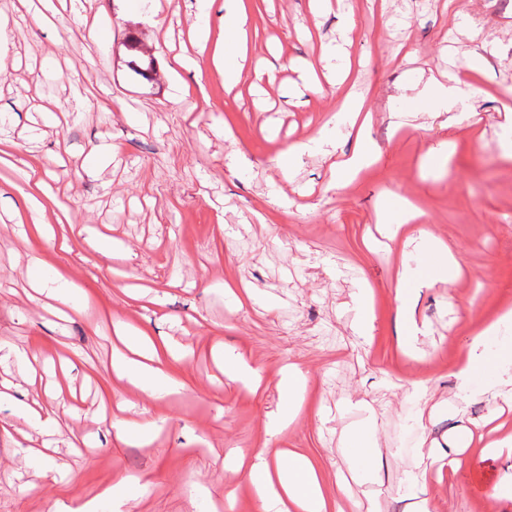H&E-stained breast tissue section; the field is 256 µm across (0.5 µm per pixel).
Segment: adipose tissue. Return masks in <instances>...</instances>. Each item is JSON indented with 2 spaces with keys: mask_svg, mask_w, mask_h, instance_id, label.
I'll use <instances>...</instances> for the list:
<instances>
[{
  "mask_svg": "<svg viewBox=\"0 0 512 512\" xmlns=\"http://www.w3.org/2000/svg\"><path fill=\"white\" fill-rule=\"evenodd\" d=\"M221 8L224 41L216 45L212 63L224 70L225 88H233L240 80L246 63L247 30L250 16L244 0H197L195 32L200 41H207L209 19L214 8ZM477 91L472 83L453 76L448 81L431 80L420 107L427 112L457 110L458 121L467 120L474 107ZM419 256L418 264L402 260L398 270L397 295L401 302L400 316L404 322L399 344L414 348L423 329L419 327L411 306L412 296L407 285L426 286L435 282L452 283L459 270L448 259L447 248L430 236L420 233L413 240ZM32 282L38 294L52 298L71 310L86 308L76 288L55 274L44 272L40 257L32 259ZM512 328V309L501 310L492 320L471 333L467 353L460 360L455 377L459 399H466L476 372L492 367L495 379L489 392L503 401L512 402V358L488 360L484 354L487 337ZM122 346L112 353V369L141 396L154 399L177 391L178 384L168 369L166 354L160 353L152 339L141 330L122 329ZM277 389L282 407L267 423L270 437H277L294 419L301 408L307 388V377L294 365L284 366L278 375ZM228 470L246 474L255 512H344L342 500L329 499L323 489V477L318 466L300 452L287 453L271 446H263L250 464L230 460Z\"/></svg>",
  "mask_w": 512,
  "mask_h": 512,
  "instance_id": "ef3b65f1",
  "label": "adipose tissue"
}]
</instances>
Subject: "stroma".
Returning a JSON list of instances; mask_svg holds the SVG:
<instances>
[{
  "label": "stroma",
  "mask_w": 512,
  "mask_h": 512,
  "mask_svg": "<svg viewBox=\"0 0 512 512\" xmlns=\"http://www.w3.org/2000/svg\"><path fill=\"white\" fill-rule=\"evenodd\" d=\"M80 2L79 15L62 10L36 34H15L0 62L8 118L0 136L15 159L48 167L53 193L37 223L19 230L25 183L19 168L0 163V339L25 347L33 366L24 375L0 365L11 395L0 419L14 400L51 399L62 411L53 437L18 418L14 439H0V512H49L125 480L132 512H211L231 490L232 512H254L225 456L262 448L280 405L278 373L290 362L307 374L308 389L277 445L311 457L328 496L345 476L347 512L373 502L380 512H411L406 477L422 465V437L444 455L495 416L512 434V410L482 392L491 369L477 373L463 403L453 376L472 330L512 307V162L499 154L512 122L495 96L512 84V0H343L317 14L309 0H245L250 65L230 91L223 72L210 67L198 77L174 62L201 57L190 36L195 0ZM336 42L347 45L351 76L312 92L308 66ZM476 53L485 65L468 76L482 90L469 124L414 111L425 78L464 70ZM179 86L188 96L176 98ZM352 93L372 113L377 162L339 188L321 154L282 174L276 157L325 126L338 154L353 152L354 136L336 122ZM112 144L115 155H94ZM391 194L421 210L417 227L446 244L461 270L453 285L416 292L425 333L412 354L398 342L396 301L407 245L380 236L376 224ZM62 204L71 223L57 221ZM62 238L69 249L59 248ZM98 239L111 244V257L93 252ZM34 254L80 288L87 311L63 321L32 300ZM228 284L248 289L250 300L236 306ZM362 288L373 306L366 340L354 331ZM115 322L170 347L169 370L183 386L145 400L167 422L145 447L116 442L110 427V415L131 418L118 404L133 397L111 368ZM222 350L249 358L267 389L253 393L225 377ZM416 381L437 406L424 432ZM367 421L380 455L364 473L345 441ZM42 447L56 470L23 461V449ZM481 448L474 442L455 472L439 460L431 512H512L493 486L473 484L485 466L493 485L512 482V457Z\"/></svg>",
  "instance_id": "35a3bbf8"
}]
</instances>
